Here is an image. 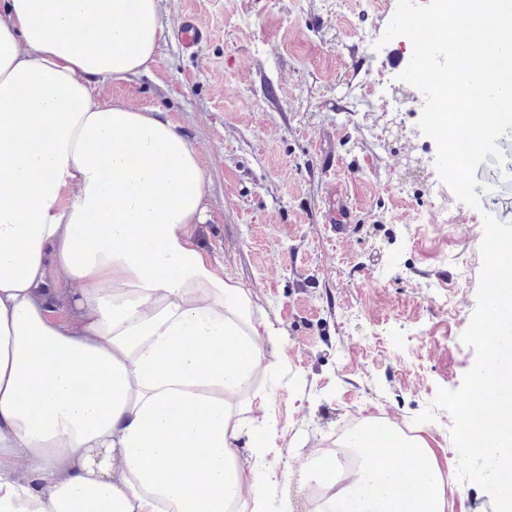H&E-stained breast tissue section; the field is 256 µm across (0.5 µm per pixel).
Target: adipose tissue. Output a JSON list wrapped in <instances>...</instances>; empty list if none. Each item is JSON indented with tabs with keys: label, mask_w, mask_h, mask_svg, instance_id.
Masks as SVG:
<instances>
[{
	"label": "adipose tissue",
	"mask_w": 512,
	"mask_h": 512,
	"mask_svg": "<svg viewBox=\"0 0 512 512\" xmlns=\"http://www.w3.org/2000/svg\"><path fill=\"white\" fill-rule=\"evenodd\" d=\"M159 0H0V512H446L448 457L357 435L278 465L255 379L282 331L197 245L200 156L96 83L149 71ZM263 441L241 454L245 430Z\"/></svg>",
	"instance_id": "obj_1"
}]
</instances>
